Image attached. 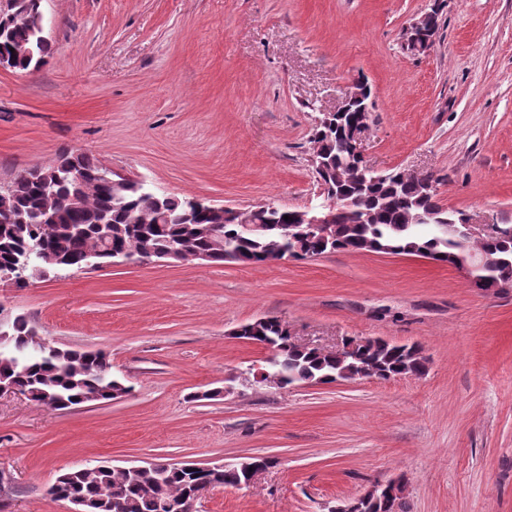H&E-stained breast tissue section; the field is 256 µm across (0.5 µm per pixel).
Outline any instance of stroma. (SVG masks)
<instances>
[{
	"instance_id": "obj_1",
	"label": "stroma",
	"mask_w": 512,
	"mask_h": 512,
	"mask_svg": "<svg viewBox=\"0 0 512 512\" xmlns=\"http://www.w3.org/2000/svg\"><path fill=\"white\" fill-rule=\"evenodd\" d=\"M442 7L428 55L404 26ZM52 51L0 68V184L64 151L176 196L246 209L320 202L311 129L366 78L364 156L431 174L472 223H512V0H43ZM0 303L62 350L102 351L130 391L71 412L0 398V500L67 512L50 487L108 463L275 466L197 512H333L400 479L410 512H512V289L448 264L336 252L260 266L194 261L64 269ZM327 350L418 344L425 375L287 388L235 335L262 317Z\"/></svg>"
}]
</instances>
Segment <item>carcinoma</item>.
I'll list each match as a JSON object with an SVG mask.
<instances>
[{"label":"carcinoma","instance_id":"cac0c4a2","mask_svg":"<svg viewBox=\"0 0 512 512\" xmlns=\"http://www.w3.org/2000/svg\"><path fill=\"white\" fill-rule=\"evenodd\" d=\"M40 0H21L16 15L0 34V54L11 57L12 69L27 71L45 63L50 54L48 42L36 43V22ZM29 47L32 55L15 53L16 47ZM310 143L312 152L329 160L331 167H344L345 180L341 192L360 198L372 210L369 224L336 225V246L327 247L296 229L295 240L288 242L277 228L287 223L288 209L275 205L265 213L251 212L254 222L269 225L263 234L247 235L238 221L220 213L198 210L191 198H178L167 193H153L136 183L112 185L104 180L105 166L95 158L78 153L76 164L83 178L80 207H72L69 196L73 185L65 174L67 159L43 167V173L54 183V190L42 186L20 172L7 185V199L12 211L25 219L23 223L0 222V282L21 287L19 278L41 277L40 265L22 268L32 258L37 245L64 261L66 267H77L91 251L100 253V261L111 259L109 250L124 252L140 260L172 247L188 252H204L210 262L259 265L268 256L280 253L296 260L317 258L335 252H356L368 244L374 253L430 258L452 262L456 248L438 231L437 223H413L419 215L448 217L438 202L422 194L420 183L399 172L388 181L362 186L348 145L336 140V133L318 123ZM48 211L55 217L52 224L38 223L37 216ZM212 225L216 235L204 233ZM479 252L501 259L493 275L512 283V225H501V234L468 244ZM243 335L271 338L276 349L267 359L269 372L280 376V387L294 384H326L349 380L376 379L388 381L397 376H421L427 360L416 345L399 344L382 338L353 341L334 351L300 348L283 333L275 319L253 321L241 325ZM13 333L18 349L0 350V378L13 380L28 393V399L53 411H65L87 404V399L107 402L125 396L130 387L112 375V364L101 351L60 350L41 344L31 334L23 316L14 320ZM196 472L169 467L163 483L153 473L126 478L106 465L85 471L73 470L50 495L77 497L86 501L87 512H168L159 509L158 501L186 498L197 481ZM222 486L237 487L245 481L240 468L230 466L213 476ZM362 512H408L405 496L387 502L368 494Z\"/></svg>","mask_w":512,"mask_h":512}]
</instances>
